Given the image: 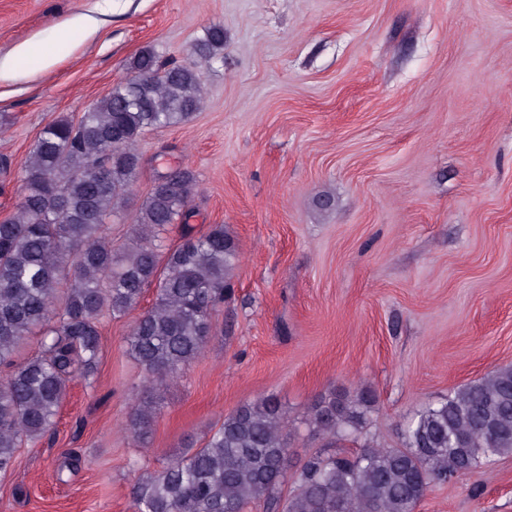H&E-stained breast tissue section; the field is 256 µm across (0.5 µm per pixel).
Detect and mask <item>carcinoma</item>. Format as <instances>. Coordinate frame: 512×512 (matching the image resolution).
I'll use <instances>...</instances> for the list:
<instances>
[{"label": "carcinoma", "instance_id": "cac0c4a2", "mask_svg": "<svg viewBox=\"0 0 512 512\" xmlns=\"http://www.w3.org/2000/svg\"><path fill=\"white\" fill-rule=\"evenodd\" d=\"M224 49V28H209L196 60L162 65L151 50L130 62L139 77L120 82L74 122L45 126L21 178V202L0 220V473L16 453L53 429L68 384L98 370L100 321L134 310L152 288L155 302L134 323L127 349L148 382L164 384L198 358L212 315L231 291L238 261L233 238L216 224L179 244L167 226L186 220L197 178L187 168L158 175L134 219L130 242L116 249L108 219L127 200L149 131L187 122L200 109L198 64ZM41 330V354L16 358ZM376 402L369 389L332 393L311 407L313 429L355 437L353 457L314 455L288 474L285 413L271 398L243 404L204 443L138 477L134 512H415L434 485L475 476L512 455V365L462 386L415 412L400 448L368 435ZM154 409L132 407L128 430L145 438ZM294 489L282 499L281 487Z\"/></svg>", "mask_w": 512, "mask_h": 512}]
</instances>
